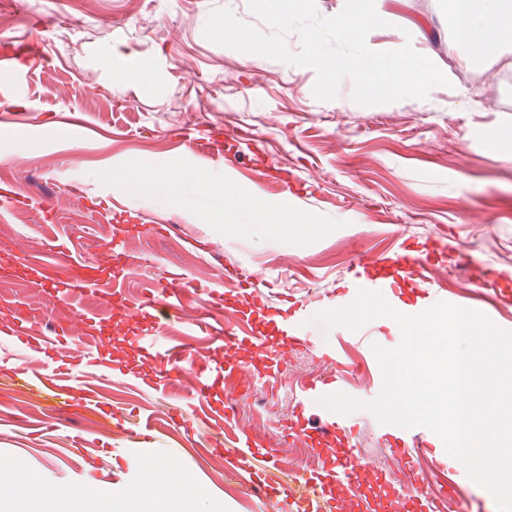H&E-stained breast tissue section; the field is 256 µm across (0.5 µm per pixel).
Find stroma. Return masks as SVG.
Here are the masks:
<instances>
[{
  "mask_svg": "<svg viewBox=\"0 0 512 512\" xmlns=\"http://www.w3.org/2000/svg\"><path fill=\"white\" fill-rule=\"evenodd\" d=\"M0 41L38 36L44 64L21 79L0 72V321L14 309L65 324L63 354L38 357L45 374L67 363L86 370L85 354L106 360L100 392L121 430L100 416L55 409L19 393L15 374L0 370V458L13 462L1 484L24 496L9 512H29L43 498L48 512H73L51 500L59 487L78 489L83 512H106L113 493L136 487L138 457L162 456L179 475L223 500L224 512H281L270 484L298 474L328 473L346 447L356 450L350 484L324 486L328 512H406L416 491L387 495L382 472L397 471L380 424L365 411L349 442L316 430L334 414L309 412L310 427L294 426L297 387L350 370L349 395L375 398L382 389L374 346L398 347L402 335L382 316L359 331L330 330L314 322L328 295L350 287L358 268L399 277L402 295L387 296L396 311L433 306L426 282L459 307L488 313L512 330V47L470 65L449 55L452 29L442 0H383L386 27L371 31L378 50L412 42L447 70L450 87L427 98L362 106L343 80L332 101L317 100L313 69L240 52L203 36L212 9L227 7L262 32L270 27L246 0H8ZM149 62L144 87L131 75ZM219 132L212 153L190 148L185 131ZM165 174L173 204L155 202L148 186L127 187L136 165ZM220 175L221 190L200 192L192 175ZM312 215L316 231L284 249L259 224L243 192ZM86 266L106 292L67 293L43 283L51 266L69 275L59 258ZM428 255V281L380 267L390 251ZM181 274L191 294L160 315V286ZM224 304V324L241 340L225 347L192 330L208 309ZM294 320L302 340L290 343L282 317ZM180 346L178 387L165 386L147 345ZM209 363L231 370V382L213 390L205 415L195 414V369ZM232 410L230 428L208 414ZM153 424L147 448L136 444L144 421ZM255 452L234 454L238 436ZM87 440L81 451L74 437ZM274 449L268 467L264 453ZM121 469L112 484L87 480L85 470ZM253 480L242 483L239 471Z\"/></svg>",
  "mask_w": 512,
  "mask_h": 512,
  "instance_id": "35a3bbf8",
  "label": "stroma"
}]
</instances>
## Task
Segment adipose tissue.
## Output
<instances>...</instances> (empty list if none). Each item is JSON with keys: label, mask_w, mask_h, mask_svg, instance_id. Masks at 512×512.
Wrapping results in <instances>:
<instances>
[{"label": "adipose tissue", "mask_w": 512, "mask_h": 512, "mask_svg": "<svg viewBox=\"0 0 512 512\" xmlns=\"http://www.w3.org/2000/svg\"><path fill=\"white\" fill-rule=\"evenodd\" d=\"M446 7L454 29L448 50L460 63L471 64L512 44V0H447ZM257 212L261 223L275 225L285 242L314 227L310 214H290L281 206L264 201L260 202ZM144 469L146 482L113 497L110 512H143L146 495L152 485L158 483L166 484L171 491V512H224L220 500L207 497L189 480L172 476L151 462L145 463Z\"/></svg>", "instance_id": "1"}]
</instances>
